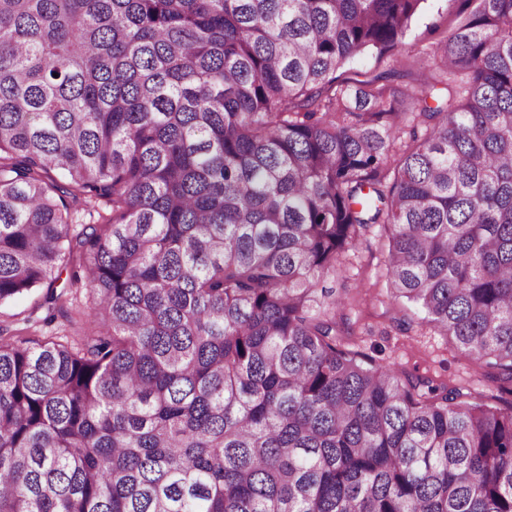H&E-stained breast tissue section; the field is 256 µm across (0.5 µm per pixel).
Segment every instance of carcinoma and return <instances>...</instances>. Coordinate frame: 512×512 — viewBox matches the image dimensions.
Here are the masks:
<instances>
[{"mask_svg": "<svg viewBox=\"0 0 512 512\" xmlns=\"http://www.w3.org/2000/svg\"><path fill=\"white\" fill-rule=\"evenodd\" d=\"M426 2L0 0V305L71 267L98 323L0 343V512H512V403L345 348L317 287L384 225L512 394V0L424 87L336 82Z\"/></svg>", "mask_w": 512, "mask_h": 512, "instance_id": "carcinoma-1", "label": "carcinoma"}]
</instances>
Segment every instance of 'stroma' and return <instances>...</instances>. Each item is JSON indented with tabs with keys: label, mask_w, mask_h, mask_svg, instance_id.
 Returning a JSON list of instances; mask_svg holds the SVG:
<instances>
[{
	"label": "stroma",
	"mask_w": 512,
	"mask_h": 512,
	"mask_svg": "<svg viewBox=\"0 0 512 512\" xmlns=\"http://www.w3.org/2000/svg\"><path fill=\"white\" fill-rule=\"evenodd\" d=\"M462 6V0H427L422 15L401 44L383 57L369 53L361 62L340 69V80L354 83L385 73L389 84L401 87L422 78L419 66L427 61V46L437 36L450 31ZM387 249L384 226L374 225L355 248L345 253L342 270L323 281L324 287L346 290L355 297L353 304L342 312L351 327L354 349L375 363L397 371L420 374L462 388L471 400L493 402L497 394L495 383L485 376L478 363L464 359L447 337L418 319L413 320L409 330H402L399 319L406 309L388 293ZM71 277V269H64L56 283L60 296L57 312H49L43 306L44 292L40 289L1 305L0 341L12 343L22 338L72 335L67 310L78 307L89 310L93 304L87 288L73 284Z\"/></svg>",
	"instance_id": "1"
}]
</instances>
